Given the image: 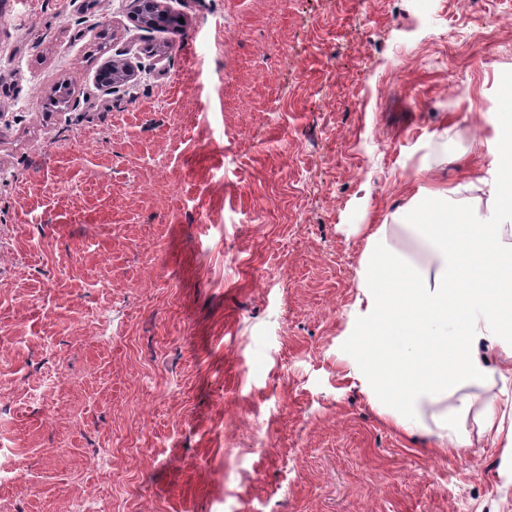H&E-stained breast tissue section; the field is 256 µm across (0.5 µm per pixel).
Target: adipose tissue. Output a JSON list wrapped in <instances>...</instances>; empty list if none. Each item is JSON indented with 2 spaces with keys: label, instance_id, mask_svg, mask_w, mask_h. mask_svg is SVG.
Wrapping results in <instances>:
<instances>
[{
  "label": "adipose tissue",
  "instance_id": "obj_1",
  "mask_svg": "<svg viewBox=\"0 0 512 512\" xmlns=\"http://www.w3.org/2000/svg\"><path fill=\"white\" fill-rule=\"evenodd\" d=\"M492 178L427 190V209L401 224L420 260L390 242L385 224L362 227L365 247L350 316L356 378L369 404L403 433L441 448L470 446L468 420L489 444L506 440L493 389L512 375V345L491 364L485 343L512 338V136ZM478 191L499 216L486 223L464 195Z\"/></svg>",
  "mask_w": 512,
  "mask_h": 512
}]
</instances>
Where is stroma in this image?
Masks as SVG:
<instances>
[{
    "label": "stroma",
    "instance_id": "stroma-1",
    "mask_svg": "<svg viewBox=\"0 0 512 512\" xmlns=\"http://www.w3.org/2000/svg\"><path fill=\"white\" fill-rule=\"evenodd\" d=\"M167 5L0 0V512H512V449L401 434L349 327L360 225L512 129V0ZM134 11L130 19L134 24L144 28L154 26L169 27L175 23L176 18L170 13V9L163 0H134Z\"/></svg>",
    "mask_w": 512,
    "mask_h": 512
}]
</instances>
